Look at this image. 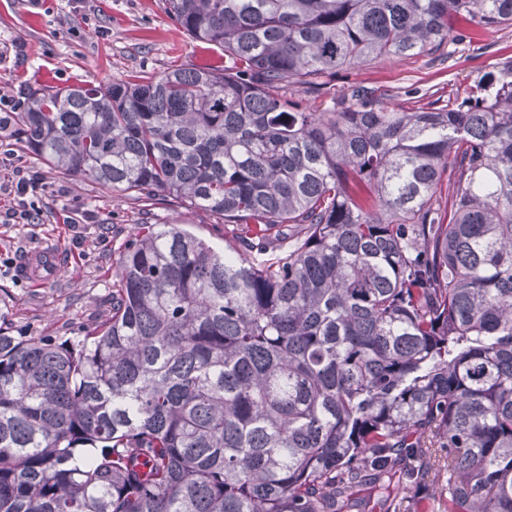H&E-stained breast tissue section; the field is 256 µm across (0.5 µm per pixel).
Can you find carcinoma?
Listing matches in <instances>:
<instances>
[{"label":"carcinoma","mask_w":512,"mask_h":512,"mask_svg":"<svg viewBox=\"0 0 512 512\" xmlns=\"http://www.w3.org/2000/svg\"><path fill=\"white\" fill-rule=\"evenodd\" d=\"M224 67L37 88L9 131L137 201L112 312L0 331V512H512V60L391 109L346 67L418 55L512 0H167ZM279 252L272 262L258 256Z\"/></svg>","instance_id":"1"}]
</instances>
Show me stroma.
Masks as SVG:
<instances>
[{
  "instance_id": "stroma-1",
  "label": "stroma",
  "mask_w": 512,
  "mask_h": 512,
  "mask_svg": "<svg viewBox=\"0 0 512 512\" xmlns=\"http://www.w3.org/2000/svg\"><path fill=\"white\" fill-rule=\"evenodd\" d=\"M446 49V61L428 52L352 66L308 102L329 104L352 84L378 89L388 105L404 109L423 106L431 94L466 97L486 72L512 59V26L482 30ZM223 64V50L192 40L169 16L166 0H0V96L15 112L40 86L65 89ZM7 150L13 164L38 171L48 187L37 223H0V330L10 335L66 339L105 318L112 263L141 223L183 221L218 252L232 241L209 213L186 210L178 199L147 206L64 175L4 132L0 153ZM73 208L87 212L89 221L67 225ZM43 248L54 249L56 268L35 281L26 269Z\"/></svg>"
}]
</instances>
